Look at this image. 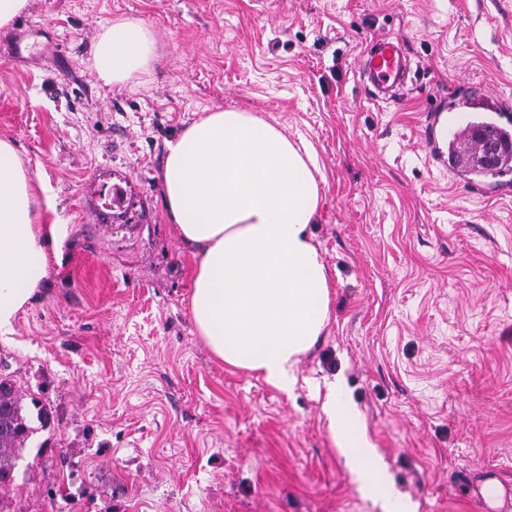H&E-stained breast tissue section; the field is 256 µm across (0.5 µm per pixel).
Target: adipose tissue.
Here are the masks:
<instances>
[{"mask_svg": "<svg viewBox=\"0 0 512 512\" xmlns=\"http://www.w3.org/2000/svg\"><path fill=\"white\" fill-rule=\"evenodd\" d=\"M155 56L152 32L132 19L113 21L92 52L99 76L120 86L148 74ZM317 170L310 148L242 109L208 112L166 145L162 192L195 257L197 332L218 360L284 392L329 319V274L310 232L321 206ZM61 231L42 223L30 176L0 140V335L47 278ZM323 410L357 473H376L360 422L336 389Z\"/></svg>", "mask_w": 512, "mask_h": 512, "instance_id": "1", "label": "adipose tissue"}]
</instances>
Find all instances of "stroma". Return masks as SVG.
<instances>
[{"mask_svg": "<svg viewBox=\"0 0 512 512\" xmlns=\"http://www.w3.org/2000/svg\"><path fill=\"white\" fill-rule=\"evenodd\" d=\"M141 21L148 75L109 85L98 36ZM0 54V139L65 225L60 263L0 335V365L50 423L26 442L0 512H512V195L429 163L426 116L467 82L512 100V0H31ZM405 43L400 99L358 63ZM244 108L315 151L311 225L329 323L287 392L217 362L190 312L194 256L170 224L169 140ZM358 415L391 489L370 496L322 409Z\"/></svg>", "mask_w": 512, "mask_h": 512, "instance_id": "1", "label": "stroma"}]
</instances>
